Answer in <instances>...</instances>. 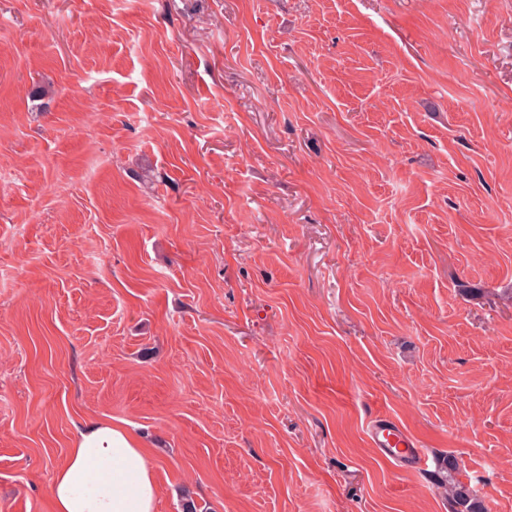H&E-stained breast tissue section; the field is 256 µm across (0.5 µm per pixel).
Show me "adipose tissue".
Wrapping results in <instances>:
<instances>
[{"instance_id":"1","label":"adipose tissue","mask_w":512,"mask_h":512,"mask_svg":"<svg viewBox=\"0 0 512 512\" xmlns=\"http://www.w3.org/2000/svg\"><path fill=\"white\" fill-rule=\"evenodd\" d=\"M50 494L53 512H156L159 487L142 442L103 419L79 430Z\"/></svg>"}]
</instances>
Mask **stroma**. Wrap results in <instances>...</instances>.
I'll list each match as a JSON object with an SVG mask.
<instances>
[{
  "instance_id": "stroma-1",
  "label": "stroma",
  "mask_w": 512,
  "mask_h": 512,
  "mask_svg": "<svg viewBox=\"0 0 512 512\" xmlns=\"http://www.w3.org/2000/svg\"><path fill=\"white\" fill-rule=\"evenodd\" d=\"M96 419L156 512H512V0H0V512ZM368 437L380 454L406 471L425 469L429 457L418 448L417 441L404 428L389 418L372 421ZM456 465L448 462V475L441 471L438 483H448V505L451 512H486L481 502L471 497L467 487L455 478Z\"/></svg>"
}]
</instances>
